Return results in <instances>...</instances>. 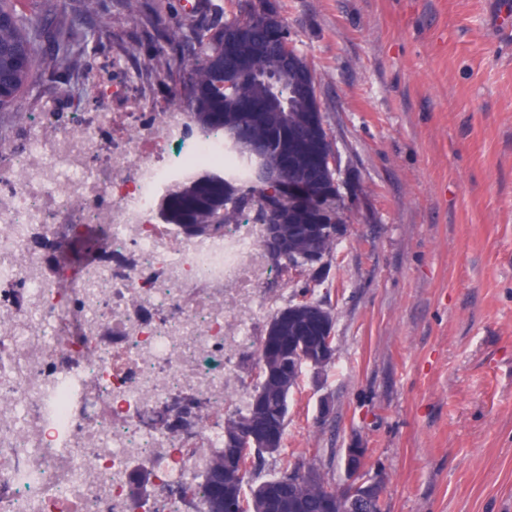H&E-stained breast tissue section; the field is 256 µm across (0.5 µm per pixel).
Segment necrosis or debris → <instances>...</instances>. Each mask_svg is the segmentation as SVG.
<instances>
[{
	"label": "necrosis or debris",
	"mask_w": 512,
	"mask_h": 512,
	"mask_svg": "<svg viewBox=\"0 0 512 512\" xmlns=\"http://www.w3.org/2000/svg\"><path fill=\"white\" fill-rule=\"evenodd\" d=\"M126 118L116 137L111 113L68 100L19 127L20 148L0 140V512H141L142 472L179 512L224 443L262 227L201 235L162 214L254 163L186 113ZM79 241L80 266L50 261Z\"/></svg>",
	"instance_id": "necrosis-or-debris-1"
}]
</instances>
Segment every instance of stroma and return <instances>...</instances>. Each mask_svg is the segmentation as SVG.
<instances>
[{"label":"stroma","instance_id":"obj_1","mask_svg":"<svg viewBox=\"0 0 512 512\" xmlns=\"http://www.w3.org/2000/svg\"><path fill=\"white\" fill-rule=\"evenodd\" d=\"M307 64L336 170V252L316 299L335 361L305 370L266 473L345 449L382 481L383 512H512V0H269ZM112 36L57 68L44 47L19 105L160 112L182 81L140 23L100 0ZM119 99L95 94L97 85ZM268 314L234 354L243 404Z\"/></svg>","mask_w":512,"mask_h":512}]
</instances>
